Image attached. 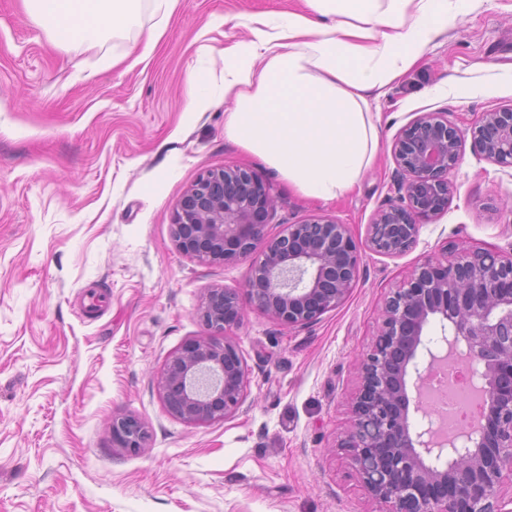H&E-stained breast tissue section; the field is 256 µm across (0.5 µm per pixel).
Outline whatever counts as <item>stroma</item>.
<instances>
[{"instance_id": "35a3bbf8", "label": "stroma", "mask_w": 512, "mask_h": 512, "mask_svg": "<svg viewBox=\"0 0 512 512\" xmlns=\"http://www.w3.org/2000/svg\"><path fill=\"white\" fill-rule=\"evenodd\" d=\"M306 11L304 0H177L149 56L132 47L100 68L105 46L71 54L25 0H0V512H375L337 446L358 361L384 298L427 256L512 253V167L465 153L447 212L402 255L363 250L349 299L315 323L288 329L246 311L232 336L247 401L204 425L167 412L158 376L203 335L205 291L244 288L247 265L181 254L174 206L202 171L242 166L270 186L271 233L328 216L365 239L396 199L391 145L403 126L444 112L464 127L512 108V0H472L408 73L368 95L378 154L334 201L303 197L231 141L227 103L186 113L198 59L222 71L251 20ZM117 414L148 427L144 450L113 447Z\"/></svg>"}]
</instances>
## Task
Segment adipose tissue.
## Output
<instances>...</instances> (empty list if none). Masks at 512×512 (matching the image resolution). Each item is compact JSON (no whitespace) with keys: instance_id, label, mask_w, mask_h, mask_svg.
Wrapping results in <instances>:
<instances>
[{"instance_id":"ef3b65f1","label":"adipose tissue","mask_w":512,"mask_h":512,"mask_svg":"<svg viewBox=\"0 0 512 512\" xmlns=\"http://www.w3.org/2000/svg\"><path fill=\"white\" fill-rule=\"evenodd\" d=\"M309 14L264 17L224 52L214 75L188 77L191 109L229 101L227 137L308 197L351 191L369 168L379 132L366 95L407 73L471 0H306ZM31 22L81 54L115 40L150 52L176 0H26Z\"/></svg>"}]
</instances>
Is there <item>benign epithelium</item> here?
<instances>
[{"label": "benign epithelium", "mask_w": 512, "mask_h": 512, "mask_svg": "<svg viewBox=\"0 0 512 512\" xmlns=\"http://www.w3.org/2000/svg\"><path fill=\"white\" fill-rule=\"evenodd\" d=\"M470 134L479 160L512 167V108L477 115L468 131L446 112H426L391 146L399 203L381 209L365 242L326 216L269 233L275 201L243 167L208 169L178 199L177 250L205 263L251 260L246 288H210L197 316L206 335L166 360L159 389L168 412L201 425L225 420L246 402L247 363L230 337L250 308L281 326L303 327L342 306L359 278L362 247L399 255L420 229L448 209L456 168ZM440 327V336H428ZM458 353L487 399L480 427L437 441L436 418L421 394L441 346ZM350 426L339 447L369 498L385 512H505L499 498L512 478V254L464 249L428 257L386 297L382 324L361 361ZM113 445L145 448L150 432L132 415L112 417Z\"/></svg>", "instance_id": "benign-epithelium-1"}]
</instances>
